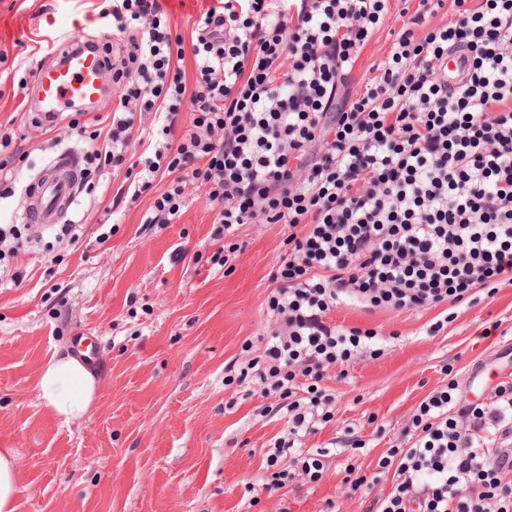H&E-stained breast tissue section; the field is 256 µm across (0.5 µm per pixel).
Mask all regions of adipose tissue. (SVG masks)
Masks as SVG:
<instances>
[{
    "mask_svg": "<svg viewBox=\"0 0 512 512\" xmlns=\"http://www.w3.org/2000/svg\"><path fill=\"white\" fill-rule=\"evenodd\" d=\"M36 391L58 418L73 422L90 411L95 399V378L82 358L54 355L43 366Z\"/></svg>",
    "mask_w": 512,
    "mask_h": 512,
    "instance_id": "ef3b65f1",
    "label": "adipose tissue"
}]
</instances>
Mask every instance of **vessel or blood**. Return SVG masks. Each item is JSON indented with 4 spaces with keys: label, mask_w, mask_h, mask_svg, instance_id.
<instances>
[{
    "label": "vessel or blood",
    "mask_w": 512,
    "mask_h": 512,
    "mask_svg": "<svg viewBox=\"0 0 512 512\" xmlns=\"http://www.w3.org/2000/svg\"><path fill=\"white\" fill-rule=\"evenodd\" d=\"M108 67L109 56L103 48L66 50L60 60L35 70L33 102L43 112H62L76 105L96 109L106 99L103 80ZM51 167L50 174L34 182L21 214L23 221L36 230L63 223L75 201L74 152H61Z\"/></svg>",
    "instance_id": "1"
}]
</instances>
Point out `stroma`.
<instances>
[{"label":"stroma","mask_w":512,"mask_h":512,"mask_svg":"<svg viewBox=\"0 0 512 512\" xmlns=\"http://www.w3.org/2000/svg\"><path fill=\"white\" fill-rule=\"evenodd\" d=\"M104 0H0V124L20 99L16 70L48 62L41 47L103 40ZM418 0H389L382 23L360 50L347 87L364 90L392 51L403 12ZM29 158L19 188L0 199V225L20 221L25 190L54 151L40 131L18 127ZM125 179L112 169L79 191L82 222L70 247L55 229L23 230L13 270L0 279V448L14 449L24 490L17 512H365L371 495L387 493L392 475L377 463L403 436L427 395L449 379L469 400L486 398L481 366L512 374L501 354L512 347V284L474 306L442 303L419 312L341 306L327 322L370 328L382 339L378 358L331 369L325 382L333 419L307 435V448L328 449L318 482L296 479L272 493L254 492L267 477L266 451L288 435V415L257 384L225 385L224 371L262 354L275 320L267 309L270 273L285 253L284 224H244L226 266L212 264L216 211L204 190H191L168 224H149L151 200L110 199ZM107 242H99L102 228ZM453 321H446V314ZM444 328L429 335L438 319ZM502 333L487 334L493 323ZM90 336L102 361L96 396L83 419L66 423L38 399L36 378L70 338ZM360 440L363 453L351 455ZM375 476L371 495L348 493L347 462Z\"/></svg>","instance_id":"1"}]
</instances>
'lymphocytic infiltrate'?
<instances>
[{"label":"lymphocytic infiltrate","instance_id":"f902f5d3","mask_svg":"<svg viewBox=\"0 0 512 512\" xmlns=\"http://www.w3.org/2000/svg\"><path fill=\"white\" fill-rule=\"evenodd\" d=\"M387 2L213 0L187 44L160 0H112L98 17L122 42L112 62L122 94L67 124L90 135L84 175L130 173L117 198L169 180L147 223H171L186 188L205 189L215 264L226 265L237 226L288 225L267 302L277 328L262 355L224 376L252 378L288 412L265 492L321 478L327 449L301 447L332 419L323 382L331 367L380 353L376 330L339 329L328 314L473 305L512 276V0H454L456 20L439 25L429 19L445 0H418L376 80L340 94ZM452 51L467 64L454 90ZM145 114L146 128L136 122ZM407 434L379 459L392 488L366 512H512L511 380L481 402L449 380ZM289 450L299 472L277 467Z\"/></svg>","mask_w":512,"mask_h":512}]
</instances>
